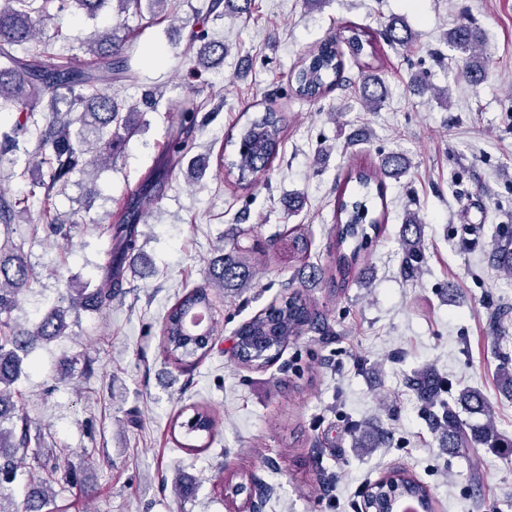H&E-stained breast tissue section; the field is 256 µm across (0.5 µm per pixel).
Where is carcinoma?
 <instances>
[{"instance_id":"carcinoma-1","label":"carcinoma","mask_w":512,"mask_h":512,"mask_svg":"<svg viewBox=\"0 0 512 512\" xmlns=\"http://www.w3.org/2000/svg\"><path fill=\"white\" fill-rule=\"evenodd\" d=\"M116 5L118 13L129 10L141 12L142 0H0V101L10 104L18 118L7 130L0 131V155L14 150L17 139L26 134L36 135L38 160L33 171L38 177L32 180L31 194H42L43 201L51 198L55 186L68 181L75 172L95 171L112 163L124 138L135 130L129 116L123 114L125 102L102 90V77L108 74L117 81H131L134 73L130 55L125 49V39L115 36L113 30L104 29L84 41L90 62L66 61L49 65L44 61L45 48L32 44L40 27L51 23L54 33L63 34L61 16L71 7L83 9L94 15L100 10ZM384 37L393 45L406 46L414 39L411 28L400 18H393L385 25ZM448 44L467 54L465 74L469 81L481 80L484 67L478 55V35L469 23H460L448 31ZM197 48L194 68H209L214 56L224 57V43L208 41L204 34H191L189 48ZM344 70L342 55L331 43H324L311 51L295 74L297 95L307 99L321 97L330 87L339 83ZM362 98L366 107L376 109L386 95L384 80L376 73L364 72L360 76ZM68 97V109L63 112L58 104ZM80 124L78 136L71 137L70 127ZM284 137L278 113L268 110L264 115L247 122L238 132L234 144L238 147L237 160L231 168L237 170L236 183L252 185L258 176L269 170L277 157ZM188 153L187 142L175 139L170 142L168 157L144 179L139 191L128 201L115 223L108 225L110 249L102 267L104 287L68 289V306L53 307L46 311L30 330H20L9 319L1 318L14 308L18 293L28 286L31 273L23 254L24 242L5 238L0 244V422L15 417L12 385L22 371L25 356L40 342H48L66 335L69 312H100L112 306V300L121 294L124 284L123 260L140 253L137 224L143 211V199L161 192L169 172L171 160H182ZM412 167L403 155H390L382 160L380 172L359 168L349 172L345 183L356 181L360 192L348 197L341 192L336 202V241L332 264L328 269L331 281L346 280L353 265L369 243L367 230L378 233L382 222L367 219L371 185H376V195L383 198L379 175L399 179ZM400 248L402 270L414 277L424 262L420 220L411 214L401 225ZM243 250L237 242H230L224 256L209 268L207 282L184 293L168 309L162 325V348L168 360L183 364L189 358L203 359L212 349L216 339L217 322L194 325L196 313L211 310L209 291L212 288L239 290L253 285L256 267L251 252ZM491 262L503 272L512 274V242L493 245ZM320 315L302 291H293L270 306L263 313L251 318L237 330L239 336H276L278 341L269 358L277 356L289 342L302 335L306 328L321 326L322 334L332 335L328 324H319ZM501 387L512 393V356L500 353ZM412 387L428 408V420L439 431L453 453L469 448H512V440L505 438L492 420V406L487 396L475 389L463 388L458 400L469 412L485 417L483 424L475 427L464 422L458 411L443 398L447 392L445 381L425 372L413 379ZM20 430L8 431L0 427V512H18L17 507L3 505L4 492L10 490L23 460L34 469L43 467V454L30 447L31 438L25 418H20ZM213 412L196 408L185 422L173 426L185 430L194 442L180 447L199 451L208 447L216 428ZM406 492L431 507L426 489L403 473L395 475ZM46 477L32 487L27 496V512L40 508L55 499Z\"/></svg>"}]
</instances>
